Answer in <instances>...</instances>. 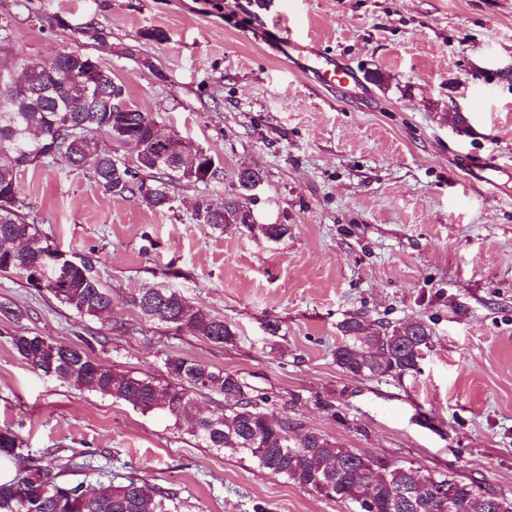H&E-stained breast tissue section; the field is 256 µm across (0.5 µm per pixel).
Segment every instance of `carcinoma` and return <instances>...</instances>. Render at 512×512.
<instances>
[{"label": "carcinoma", "instance_id": "1", "mask_svg": "<svg viewBox=\"0 0 512 512\" xmlns=\"http://www.w3.org/2000/svg\"><path fill=\"white\" fill-rule=\"evenodd\" d=\"M40 60L39 56L20 60L28 69L31 94L12 98L5 106L1 104L5 90L0 88V272L16 275L27 287L49 294L81 317L99 318L111 310L112 295L90 258L73 254L65 275L42 277L41 270L51 263L57 247L36 221L17 213L19 170L43 162L53 145L63 140L69 165L91 168L96 185L105 193L157 210L170 208V187L187 172L163 163L157 168L145 164L131 173L121 159L96 152L95 139L114 133L138 157L153 149L155 116L135 106L128 112H109L105 105L89 112L84 82L73 76L57 86ZM256 177L263 178L258 169H239V190L248 191ZM194 216L199 223L217 228L247 223V213L234 200L226 201L221 211L204 195L195 199ZM129 302L147 320L186 329L211 343L222 344L232 336L223 319L170 288H145L131 295ZM340 331L334 359L343 373L353 376L399 380L411 376L432 344L430 327L420 321L373 325L353 316L340 324ZM11 345L46 376L123 401L143 413H161L203 448L238 454L302 488L354 502L360 512L366 498L373 502L370 512H448L436 491L449 485L455 490V512H512V493H499L480 480L377 462L286 418L272 420L265 412L269 397L254 394L237 374L200 361L169 356L164 360L166 377L160 381L149 374L116 373L82 348L39 335H14ZM205 389L235 395L234 406L219 403L210 415L198 416L190 392ZM0 456L27 459L22 438L10 428H0ZM0 512H178V504L175 496L141 477L95 487L60 480L47 465H32L0 485Z\"/></svg>", "mask_w": 512, "mask_h": 512}]
</instances>
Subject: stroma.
I'll list each match as a JSON object with an SVG mask.
<instances>
[{
	"instance_id": "35a3bbf8",
	"label": "stroma",
	"mask_w": 512,
	"mask_h": 512,
	"mask_svg": "<svg viewBox=\"0 0 512 512\" xmlns=\"http://www.w3.org/2000/svg\"><path fill=\"white\" fill-rule=\"evenodd\" d=\"M1 16L0 58L90 55L161 132L224 167L218 182L174 183L164 211L105 194L60 157L20 170L42 233L92 257L112 292L109 314L82 318L0 272V304L22 311L0 320V427L31 458L95 486L143 476L180 512L352 510L42 375L9 343L28 333L116 372L160 377L169 356L234 372L273 418L339 447L512 491V0H0ZM263 27L300 30L358 73L359 94L277 61ZM478 161L495 163L491 183L471 175ZM243 167L263 174L258 202L233 184ZM200 195L236 199L253 224L198 223ZM265 224L288 234L270 240ZM155 285L224 319L231 339L143 318L129 297ZM353 316L426 323L419 372L343 373L333 353Z\"/></svg>"
}]
</instances>
